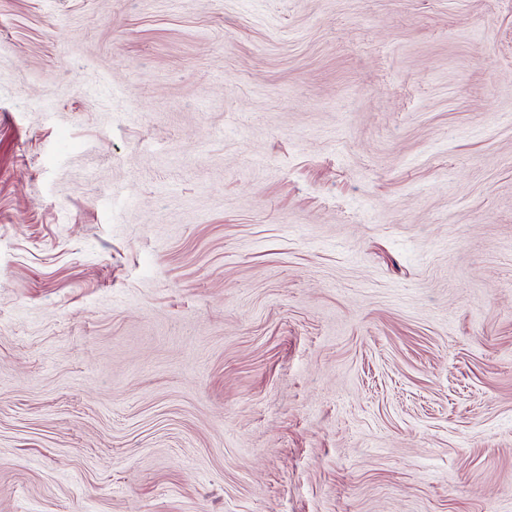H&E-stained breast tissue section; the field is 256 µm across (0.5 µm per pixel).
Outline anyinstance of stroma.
Returning a JSON list of instances; mask_svg holds the SVG:
<instances>
[{
	"label": "stroma",
	"instance_id": "35a3bbf8",
	"mask_svg": "<svg viewBox=\"0 0 512 512\" xmlns=\"http://www.w3.org/2000/svg\"><path fill=\"white\" fill-rule=\"evenodd\" d=\"M0 512H512V0H0Z\"/></svg>",
	"mask_w": 512,
	"mask_h": 512
}]
</instances>
